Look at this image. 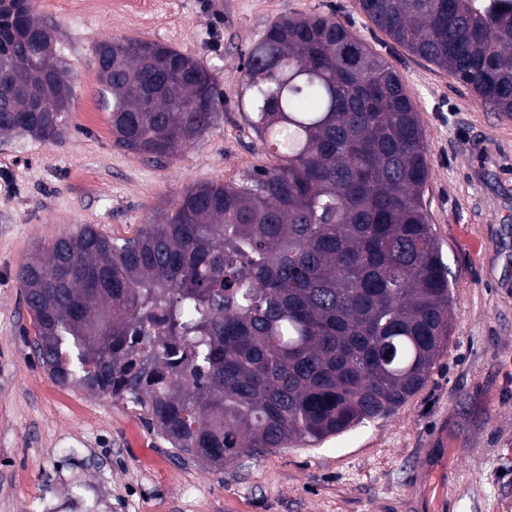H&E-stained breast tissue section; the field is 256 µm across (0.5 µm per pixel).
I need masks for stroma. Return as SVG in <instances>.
<instances>
[{"instance_id":"obj_1","label":"stroma","mask_w":512,"mask_h":512,"mask_svg":"<svg viewBox=\"0 0 512 512\" xmlns=\"http://www.w3.org/2000/svg\"><path fill=\"white\" fill-rule=\"evenodd\" d=\"M70 69L59 142L0 138V512H61L74 482L102 512H512V121L393 41L354 0H142L132 12L35 0ZM332 14L401 76L425 133V195L453 282V330L427 384L389 416L213 472L178 458L133 405L55 384L29 342L28 254L95 224L113 237L190 186L273 162L238 109L247 48L279 17ZM141 38L209 66L217 125L158 168L115 146L98 43ZM96 103L88 114V103Z\"/></svg>"}]
</instances>
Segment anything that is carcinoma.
Segmentation results:
<instances>
[{
  "mask_svg": "<svg viewBox=\"0 0 512 512\" xmlns=\"http://www.w3.org/2000/svg\"><path fill=\"white\" fill-rule=\"evenodd\" d=\"M354 4L512 118V0ZM53 43L31 0H0V135L68 132ZM95 58L117 147L164 166L215 125L221 96L197 60L139 39L103 41ZM241 106L273 164L187 188L130 238L84 224L17 273L50 379L132 403L213 471L396 410L452 323L400 75L335 16H282L247 52Z\"/></svg>",
  "mask_w": 512,
  "mask_h": 512,
  "instance_id": "cac0c4a2",
  "label": "carcinoma"
}]
</instances>
